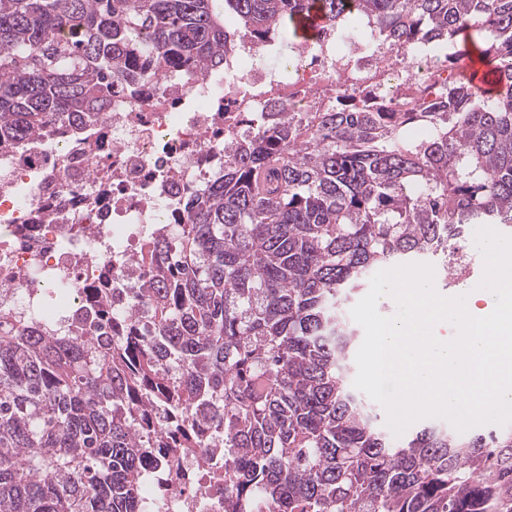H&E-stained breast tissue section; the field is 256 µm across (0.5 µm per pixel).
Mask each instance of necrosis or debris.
<instances>
[{
  "label": "necrosis or debris",
  "mask_w": 512,
  "mask_h": 512,
  "mask_svg": "<svg viewBox=\"0 0 512 512\" xmlns=\"http://www.w3.org/2000/svg\"><path fill=\"white\" fill-rule=\"evenodd\" d=\"M269 54L244 39L218 71L134 60L154 78L114 84L82 132L65 116L0 147V302L70 328L88 289L145 287L142 240L186 223L181 201L222 175L227 142L267 113L298 119L367 95L407 110L413 86L448 82L444 59L376 35L323 31L272 68ZM199 440L175 466L170 449H153L142 497L158 512H224V450L212 430Z\"/></svg>",
  "instance_id": "necrosis-or-debris-1"
}]
</instances>
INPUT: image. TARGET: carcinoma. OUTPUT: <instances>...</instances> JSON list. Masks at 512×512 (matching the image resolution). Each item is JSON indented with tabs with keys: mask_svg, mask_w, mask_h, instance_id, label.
I'll return each instance as SVG.
<instances>
[{
	"mask_svg": "<svg viewBox=\"0 0 512 512\" xmlns=\"http://www.w3.org/2000/svg\"><path fill=\"white\" fill-rule=\"evenodd\" d=\"M321 28L368 17L392 44L447 55L423 108L366 100L237 139L223 179L147 241L142 313L111 331V295L47 336L0 306V512H137L152 444L224 429V512H512V432L424 427L392 442L346 384L342 305L377 267L432 256L454 280L475 224L512 225V0H320ZM309 0H0V145L110 105L149 47L207 70L243 36L272 41ZM483 40L492 89L455 64ZM423 130L426 136H413ZM138 330L139 335L127 332Z\"/></svg>",
	"mask_w": 512,
	"mask_h": 512,
	"instance_id": "obj_1",
	"label": "carcinoma"
}]
</instances>
